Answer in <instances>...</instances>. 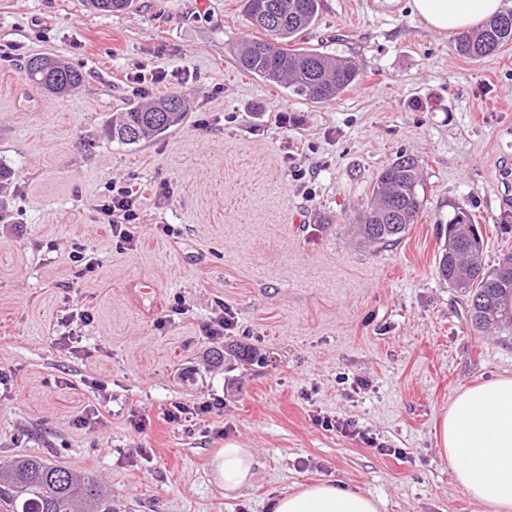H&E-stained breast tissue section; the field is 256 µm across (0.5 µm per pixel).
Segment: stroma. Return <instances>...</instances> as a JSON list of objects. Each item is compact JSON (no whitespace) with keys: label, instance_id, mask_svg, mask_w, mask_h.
I'll list each match as a JSON object with an SVG mask.
<instances>
[{"label":"stroma","instance_id":"1","mask_svg":"<svg viewBox=\"0 0 512 512\" xmlns=\"http://www.w3.org/2000/svg\"><path fill=\"white\" fill-rule=\"evenodd\" d=\"M255 34L241 0H135L112 15L0 0L13 48L0 61V467L39 456L94 477L112 512H267L314 480L377 497L380 512H477L436 425L459 389L512 376V339L469 330L435 260L461 209L486 267L512 253V44L470 60L411 0H322L302 46L352 58L362 77L315 104L237 66ZM42 53L80 68V89L32 90L23 66ZM140 65L166 76L141 96L176 93L189 111L130 148L104 128L140 96ZM402 153L420 164V217L397 243L360 245L350 222ZM114 180L142 188L127 251L101 213ZM78 246L93 270L70 260ZM145 281L149 315L129 298ZM220 301L235 327L205 339ZM76 310L92 320L74 332ZM213 399L221 408L165 419ZM230 438L258 460L236 499L211 467ZM222 402L220 400L206 401L193 406L190 408L189 406L183 403H174L172 404V409H168L165 413V418L168 422H178L182 420V415L191 414V415H200L205 413H210L213 408L216 406H221Z\"/></svg>","mask_w":512,"mask_h":512}]
</instances>
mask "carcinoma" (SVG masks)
<instances>
[{
	"label": "carcinoma",
	"mask_w": 512,
	"mask_h": 512,
	"mask_svg": "<svg viewBox=\"0 0 512 512\" xmlns=\"http://www.w3.org/2000/svg\"><path fill=\"white\" fill-rule=\"evenodd\" d=\"M134 0H89L100 12L120 13ZM321 0H244L247 21L265 37L247 41L236 63L263 81L312 103H328L361 80L357 64L317 49L298 47V37L313 27ZM512 44V11L488 19L474 32H462L455 42L457 54L480 59ZM25 79L44 92L61 97L78 90L83 73L57 54L35 56L24 66ZM186 117L184 99L171 93L146 101H131L112 119L107 134L127 146L165 135ZM418 161L402 154L384 167L372 189L373 200L353 225L359 239L378 245L399 241L418 219ZM472 223V215L459 211L446 224L445 243L436 261L438 276L467 297L466 320L476 332L493 331L512 336V261L506 254L481 274L462 275L456 263L474 252L483 253L478 234L460 233V225ZM109 494L97 480L78 477L66 468L40 457L22 456L0 472V512H100Z\"/></svg>",
	"instance_id": "carcinoma-1"
}]
</instances>
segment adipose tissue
<instances>
[{"mask_svg":"<svg viewBox=\"0 0 512 512\" xmlns=\"http://www.w3.org/2000/svg\"><path fill=\"white\" fill-rule=\"evenodd\" d=\"M503 0H412L431 30L455 35L502 12ZM437 451L454 483L479 512H512V377L502 376L458 391L436 427ZM253 449L226 441L214 458V478L236 497L256 477ZM269 512H380L372 496L331 481H315L276 496Z\"/></svg>","mask_w":512,"mask_h":512,"instance_id":"adipose-tissue-1","label":"adipose tissue"}]
</instances>
